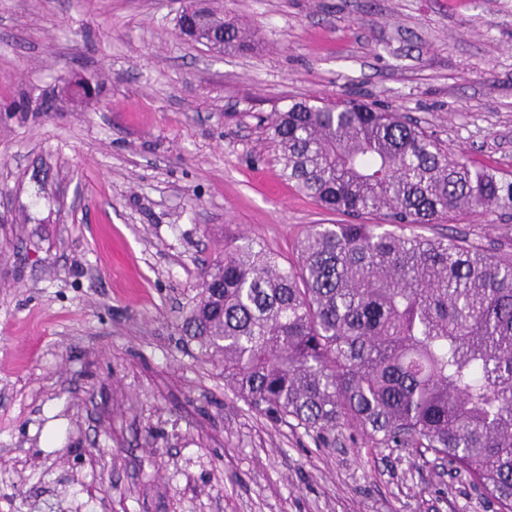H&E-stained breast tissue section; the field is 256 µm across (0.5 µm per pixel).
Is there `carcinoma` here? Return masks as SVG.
I'll return each mask as SVG.
<instances>
[{"mask_svg": "<svg viewBox=\"0 0 512 512\" xmlns=\"http://www.w3.org/2000/svg\"><path fill=\"white\" fill-rule=\"evenodd\" d=\"M197 24L224 33L217 52L256 44L212 7ZM265 123L282 176L348 220L310 225L294 264L254 241L224 246L183 335L257 413L326 446L354 429L429 453L512 512V258L405 234L512 209V181L363 102L293 100Z\"/></svg>", "mask_w": 512, "mask_h": 512, "instance_id": "carcinoma-1", "label": "carcinoma"}]
</instances>
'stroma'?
Here are the masks:
<instances>
[{"mask_svg": "<svg viewBox=\"0 0 512 512\" xmlns=\"http://www.w3.org/2000/svg\"><path fill=\"white\" fill-rule=\"evenodd\" d=\"M212 4L253 50L183 40L184 0H0V512H495L256 413L181 325L226 243L292 261L343 220L280 175L259 118L291 100L406 113L512 180V0ZM417 232L512 255V210Z\"/></svg>", "mask_w": 512, "mask_h": 512, "instance_id": "stroma-1", "label": "stroma"}]
</instances>
